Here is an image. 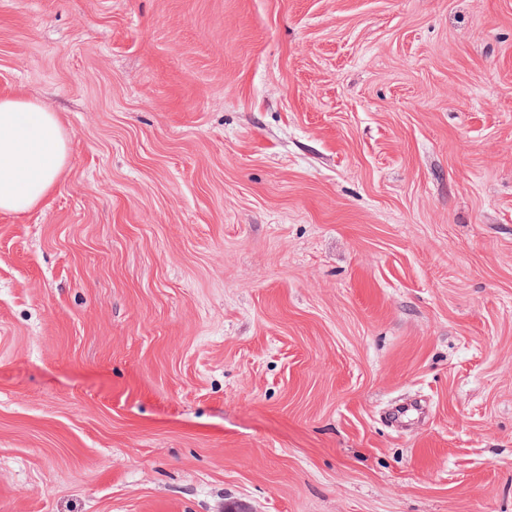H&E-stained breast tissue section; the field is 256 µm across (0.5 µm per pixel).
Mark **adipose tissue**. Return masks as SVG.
<instances>
[{
    "instance_id": "adipose-tissue-1",
    "label": "adipose tissue",
    "mask_w": 512,
    "mask_h": 512,
    "mask_svg": "<svg viewBox=\"0 0 512 512\" xmlns=\"http://www.w3.org/2000/svg\"><path fill=\"white\" fill-rule=\"evenodd\" d=\"M68 160V139L57 113L24 96L0 97L1 213L37 207Z\"/></svg>"
}]
</instances>
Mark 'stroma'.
<instances>
[{"label": "stroma", "instance_id": "stroma-1", "mask_svg": "<svg viewBox=\"0 0 512 512\" xmlns=\"http://www.w3.org/2000/svg\"><path fill=\"white\" fill-rule=\"evenodd\" d=\"M18 94L0 512H512V0H0ZM68 160V139L56 112L24 96L0 97L1 213L37 207Z\"/></svg>", "mask_w": 512, "mask_h": 512}]
</instances>
